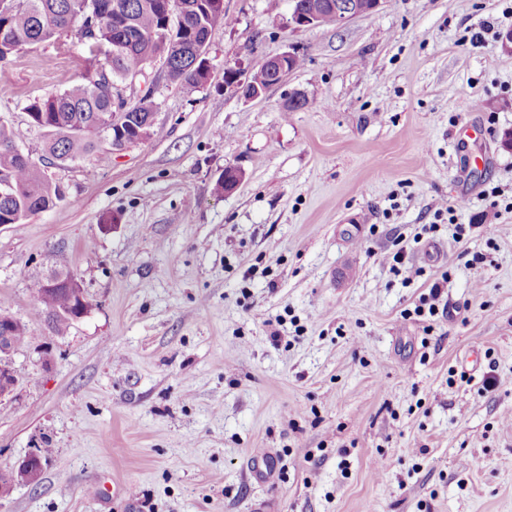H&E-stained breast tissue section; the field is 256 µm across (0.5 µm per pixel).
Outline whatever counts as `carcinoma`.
I'll list each match as a JSON object with an SVG mask.
<instances>
[{
    "instance_id": "obj_1",
    "label": "carcinoma",
    "mask_w": 512,
    "mask_h": 512,
    "mask_svg": "<svg viewBox=\"0 0 512 512\" xmlns=\"http://www.w3.org/2000/svg\"><path fill=\"white\" fill-rule=\"evenodd\" d=\"M169 2L172 17L169 36L159 35L162 2ZM325 0H297V5L322 14L321 24L336 23L324 9ZM203 0H14L11 12L0 15L7 36L0 38V60L16 48L47 41L95 12L98 40L105 49L87 45L82 57L80 79L60 93L28 106L33 122L49 133L48 153L61 162L91 153L100 131L139 127L152 112L142 97L129 104L124 95L126 78L143 70L156 56L168 60L166 79L175 85L196 88L204 83L201 63L194 50L200 39L211 35L228 21L222 12L201 9ZM64 199L59 184L27 156L14 150L11 132L0 125V219L23 224L33 214L55 206ZM36 303L52 315L51 329L60 335L75 321V309L92 306L87 297L77 298L67 288L45 289L37 279L31 288Z\"/></svg>"
}]
</instances>
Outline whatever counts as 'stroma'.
<instances>
[{"label":"stroma","mask_w":512,"mask_h":512,"mask_svg":"<svg viewBox=\"0 0 512 512\" xmlns=\"http://www.w3.org/2000/svg\"><path fill=\"white\" fill-rule=\"evenodd\" d=\"M224 11L206 83L156 59L127 89L156 135L48 166L64 201L0 228L25 327L0 468L50 451L0 512H512V0H382L304 30L289 0ZM289 50L261 97L226 87L225 66ZM82 55L71 30L0 62V125L33 159L27 107ZM401 248L412 275L385 261ZM55 261L93 301L62 335L30 290ZM440 278L445 313L416 315ZM257 451L274 482L251 480Z\"/></svg>","instance_id":"obj_1"}]
</instances>
